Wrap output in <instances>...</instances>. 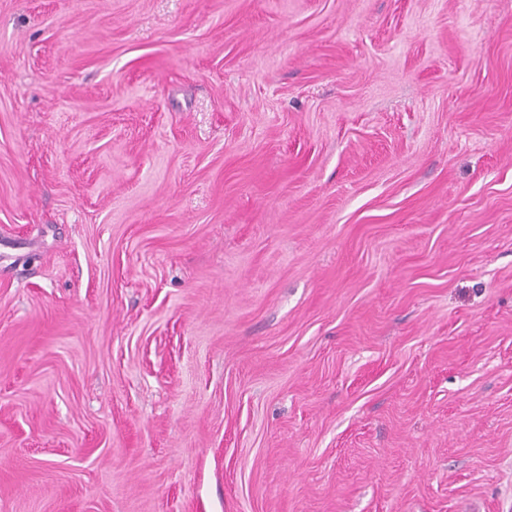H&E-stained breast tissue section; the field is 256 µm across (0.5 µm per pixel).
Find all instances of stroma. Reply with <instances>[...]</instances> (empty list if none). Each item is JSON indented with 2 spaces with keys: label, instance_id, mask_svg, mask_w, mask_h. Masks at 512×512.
Masks as SVG:
<instances>
[{
  "label": "stroma",
  "instance_id": "obj_1",
  "mask_svg": "<svg viewBox=\"0 0 512 512\" xmlns=\"http://www.w3.org/2000/svg\"><path fill=\"white\" fill-rule=\"evenodd\" d=\"M0 512H512V0H0Z\"/></svg>",
  "mask_w": 512,
  "mask_h": 512
}]
</instances>
